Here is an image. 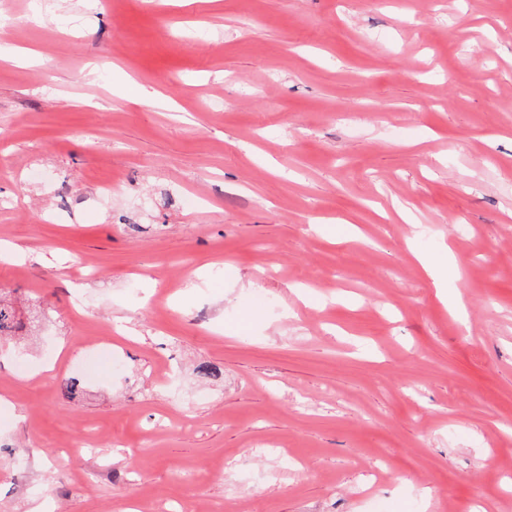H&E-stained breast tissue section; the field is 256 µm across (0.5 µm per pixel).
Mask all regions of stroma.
<instances>
[{
    "label": "stroma",
    "instance_id": "35a3bbf8",
    "mask_svg": "<svg viewBox=\"0 0 512 512\" xmlns=\"http://www.w3.org/2000/svg\"><path fill=\"white\" fill-rule=\"evenodd\" d=\"M0 45V512H512V0H0Z\"/></svg>",
    "mask_w": 512,
    "mask_h": 512
}]
</instances>
